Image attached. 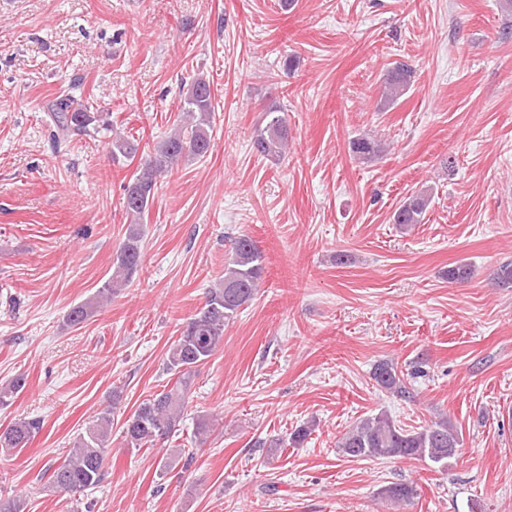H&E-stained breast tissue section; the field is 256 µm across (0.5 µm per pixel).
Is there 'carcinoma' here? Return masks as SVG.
<instances>
[{
	"instance_id": "1",
	"label": "carcinoma",
	"mask_w": 512,
	"mask_h": 512,
	"mask_svg": "<svg viewBox=\"0 0 512 512\" xmlns=\"http://www.w3.org/2000/svg\"><path fill=\"white\" fill-rule=\"evenodd\" d=\"M413 68L397 62L387 70L383 82V104L392 105L404 95L413 81ZM57 132L63 136H90L112 127L110 114L92 112L84 100L68 92L48 104ZM216 108L210 81L194 75L184 81L180 113L169 134L154 151L140 158L139 165L123 185L122 207L128 222L112 263L110 276L88 299L74 305L66 315V323L79 326L126 287L138 274L142 263L143 224L149 215L158 181L183 161L205 157L211 146ZM288 118L284 108L273 102L264 109L262 121L255 129L253 148L265 158L279 159L288 147ZM139 143L117 134L112 137V158L133 160ZM352 156L370 162L384 151L382 144L370 137L354 139L349 144ZM430 205V195L420 191L407 196L393 213V223L403 226L422 223ZM264 273L263 252L250 236L241 234L232 240V253L224 266V277L207 291L204 304L180 329V335L166 351L165 369L171 374L163 389L143 399L121 425L126 447L131 449L166 447L179 431L189 394L198 368L224 343V326L238 311L251 303ZM476 276L467 262L448 268V282L464 284ZM490 284L512 287V262H504L487 276ZM373 379L386 391L400 397L410 396L404 377L389 361L377 363ZM26 387L22 374L0 386V407ZM120 395L86 422L75 438L65 460L52 468L49 483L59 493L74 496L101 484L106 477V460L112 454V427ZM43 422L38 418L20 419L0 430V450L20 452L39 433ZM464 445L463 434L447 419H439L416 430L405 429L385 411L356 422L338 441L343 456L352 459L387 458L416 460L448 467L456 455L452 448ZM381 499L395 505L409 504L417 496L411 483H393L379 492ZM27 503L19 496L0 494V512H25Z\"/></svg>"
}]
</instances>
